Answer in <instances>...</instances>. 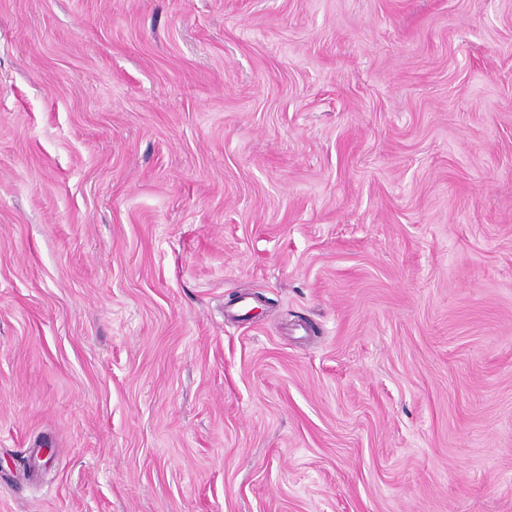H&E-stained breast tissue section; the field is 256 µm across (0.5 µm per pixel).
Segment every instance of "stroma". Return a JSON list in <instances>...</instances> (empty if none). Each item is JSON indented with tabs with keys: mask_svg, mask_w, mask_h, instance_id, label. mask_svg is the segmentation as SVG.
Instances as JSON below:
<instances>
[{
	"mask_svg": "<svg viewBox=\"0 0 512 512\" xmlns=\"http://www.w3.org/2000/svg\"><path fill=\"white\" fill-rule=\"evenodd\" d=\"M0 512H512V0H0Z\"/></svg>",
	"mask_w": 512,
	"mask_h": 512,
	"instance_id": "obj_1",
	"label": "stroma"
}]
</instances>
